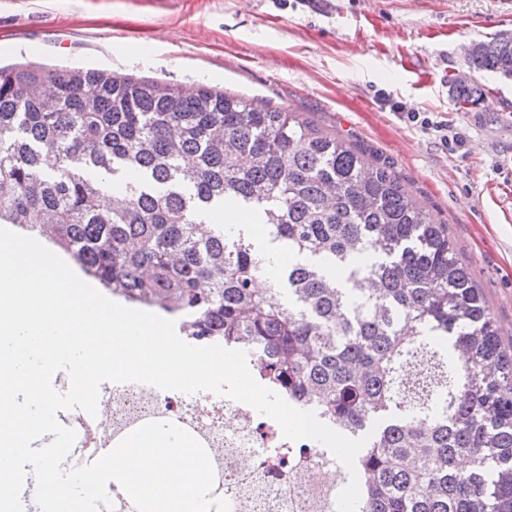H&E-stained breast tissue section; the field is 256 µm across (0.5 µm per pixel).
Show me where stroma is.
<instances>
[{"mask_svg": "<svg viewBox=\"0 0 512 512\" xmlns=\"http://www.w3.org/2000/svg\"><path fill=\"white\" fill-rule=\"evenodd\" d=\"M505 31L512 0H0V67L99 66L187 92L206 83L392 163L404 192L447 225L511 348L512 82L485 77L469 111L448 91L465 47Z\"/></svg>", "mask_w": 512, "mask_h": 512, "instance_id": "stroma-1", "label": "stroma"}]
</instances>
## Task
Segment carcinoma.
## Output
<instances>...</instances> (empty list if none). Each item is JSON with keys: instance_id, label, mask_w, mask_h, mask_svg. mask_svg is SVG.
<instances>
[{"instance_id": "obj_1", "label": "carcinoma", "mask_w": 512, "mask_h": 512, "mask_svg": "<svg viewBox=\"0 0 512 512\" xmlns=\"http://www.w3.org/2000/svg\"><path fill=\"white\" fill-rule=\"evenodd\" d=\"M460 108L512 80V32L470 43ZM112 193V206L100 198ZM266 237L226 234L224 204ZM44 236L195 344L334 430L368 437L357 512H512V350L448 226L395 171L295 112L95 68L0 69V221ZM288 249L255 290L261 243ZM468 460L469 467H460Z\"/></svg>"}]
</instances>
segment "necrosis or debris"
<instances>
[{
    "mask_svg": "<svg viewBox=\"0 0 512 512\" xmlns=\"http://www.w3.org/2000/svg\"><path fill=\"white\" fill-rule=\"evenodd\" d=\"M98 401L111 409L107 429L78 408L62 416L77 433L73 460L80 465L146 423L172 422L205 448L213 490H223L225 472L239 471L230 512H329L339 488L336 462L306 440L286 438L275 420L247 404L209 392L162 393L137 382L101 384Z\"/></svg>",
    "mask_w": 512,
    "mask_h": 512,
    "instance_id": "1",
    "label": "necrosis or debris"
}]
</instances>
